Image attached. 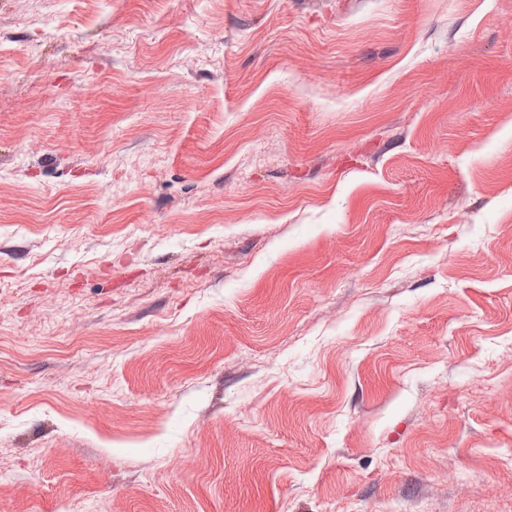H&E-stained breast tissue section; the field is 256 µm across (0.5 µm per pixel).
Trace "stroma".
Instances as JSON below:
<instances>
[{
  "label": "stroma",
  "mask_w": 512,
  "mask_h": 512,
  "mask_svg": "<svg viewBox=\"0 0 512 512\" xmlns=\"http://www.w3.org/2000/svg\"><path fill=\"white\" fill-rule=\"evenodd\" d=\"M0 512H512V0H0Z\"/></svg>",
  "instance_id": "obj_1"
}]
</instances>
